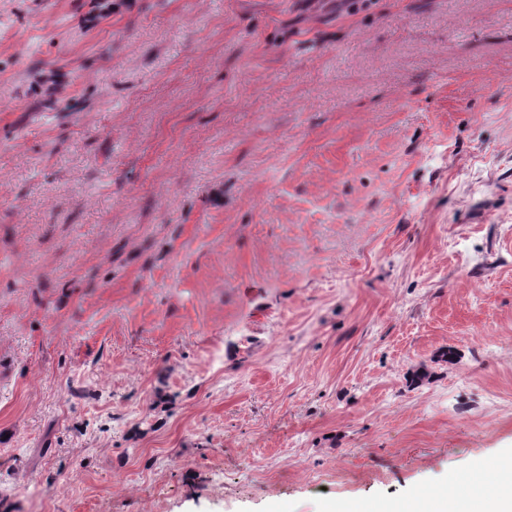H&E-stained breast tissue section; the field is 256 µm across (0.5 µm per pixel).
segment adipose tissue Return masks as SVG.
I'll list each match as a JSON object with an SVG mask.
<instances>
[{"mask_svg":"<svg viewBox=\"0 0 512 512\" xmlns=\"http://www.w3.org/2000/svg\"><path fill=\"white\" fill-rule=\"evenodd\" d=\"M397 512H512V458L498 461L480 499L451 498L443 493L414 497Z\"/></svg>","mask_w":512,"mask_h":512,"instance_id":"adipose-tissue-1","label":"adipose tissue"}]
</instances>
